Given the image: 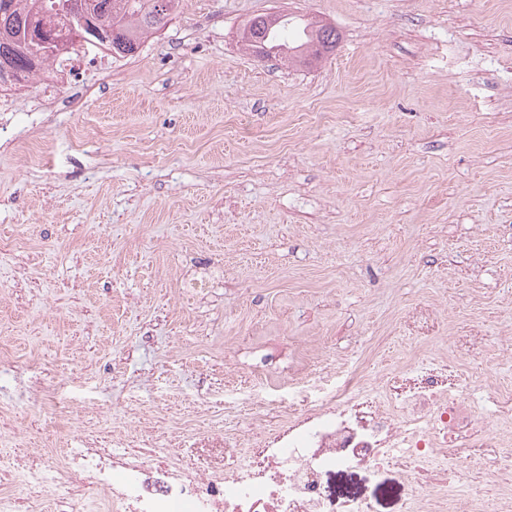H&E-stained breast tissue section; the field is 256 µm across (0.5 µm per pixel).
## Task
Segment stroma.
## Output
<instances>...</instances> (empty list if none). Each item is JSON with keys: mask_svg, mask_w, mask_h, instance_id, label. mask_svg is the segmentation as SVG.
<instances>
[{"mask_svg": "<svg viewBox=\"0 0 512 512\" xmlns=\"http://www.w3.org/2000/svg\"><path fill=\"white\" fill-rule=\"evenodd\" d=\"M336 27L311 66L239 33ZM512 0H180L132 57L47 67L0 98V451L86 429L178 437L198 469L276 425L226 385L360 359L375 387L443 358L512 389ZM74 389L69 423L37 383ZM329 497L406 512L390 472Z\"/></svg>", "mask_w": 512, "mask_h": 512, "instance_id": "35a3bbf8", "label": "stroma"}]
</instances>
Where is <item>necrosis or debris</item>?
I'll return each instance as SVG.
<instances>
[{
  "mask_svg": "<svg viewBox=\"0 0 512 512\" xmlns=\"http://www.w3.org/2000/svg\"><path fill=\"white\" fill-rule=\"evenodd\" d=\"M305 388L276 401L277 426L259 432L253 453L218 470L193 471L173 453L139 447L120 436L110 448L81 434L57 453L0 457V512H30L24 491L51 489L82 512H329L325 481L364 468L393 471L416 487L408 512H512V455L490 475V489L473 495L453 474L473 472L498 447V412L512 410V392L494 390L495 412L467 400L460 383L432 376L404 394L375 392L358 368L341 372L320 404L298 411Z\"/></svg>",
  "mask_w": 512,
  "mask_h": 512,
  "instance_id": "necrosis-or-debris-1",
  "label": "necrosis or debris"
}]
</instances>
